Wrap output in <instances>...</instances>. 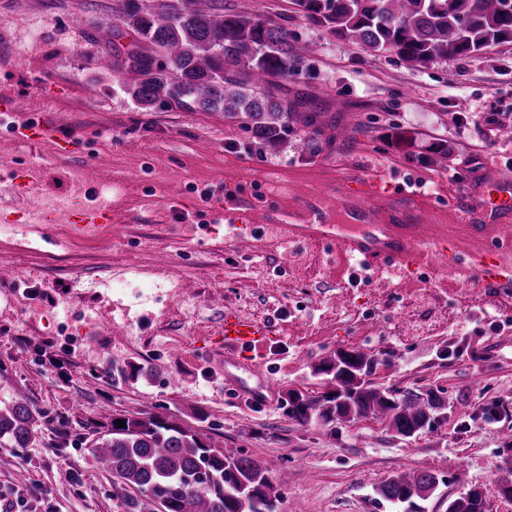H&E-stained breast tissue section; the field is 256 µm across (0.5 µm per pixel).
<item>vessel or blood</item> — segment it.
Masks as SVG:
<instances>
[{
    "mask_svg": "<svg viewBox=\"0 0 512 512\" xmlns=\"http://www.w3.org/2000/svg\"><path fill=\"white\" fill-rule=\"evenodd\" d=\"M486 223L468 227L471 247L460 250L448 238L432 234L431 215L423 211L414 224H269L265 231L291 239L332 247L339 259L374 273L402 274L415 270H445L478 288L512 285V180L498 178L488 188ZM47 224H70L73 236H86L112 227V212L104 205L74 210L68 200H57L46 213ZM267 325L234 312L224 315V363L245 364L243 346L261 340ZM278 384L259 375L257 386L247 388L253 402L267 404L276 398Z\"/></svg>",
    "mask_w": 512,
    "mask_h": 512,
    "instance_id": "b4317fda",
    "label": "vessel or blood"
}]
</instances>
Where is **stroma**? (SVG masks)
Listing matches in <instances>:
<instances>
[{"mask_svg":"<svg viewBox=\"0 0 512 512\" xmlns=\"http://www.w3.org/2000/svg\"><path fill=\"white\" fill-rule=\"evenodd\" d=\"M121 6L0 0V105L26 107L56 131L32 144L0 125V169L34 171L39 188L22 200L0 182V213L14 226L0 235V405L22 391L42 421L32 446L0 448V488L23 470L54 512H122L111 474L81 484L66 475L92 467L91 444L113 415L152 411L266 466L274 512H395L375 488L411 470L440 480L425 512H446L464 485L489 491V512H512L493 494L512 462V287L489 295L447 272L356 286L320 246L263 240L251 223H356L337 197L368 181V221L428 210L465 239V223L483 220L484 188L512 176V140L498 135L512 125V43L414 69L334 37L290 0H224L225 11L270 18L316 51L274 92L315 96L321 123L290 124L271 149L220 112L139 109L88 39ZM78 178L88 193L77 206L111 207L112 230L59 245L49 236L63 225L49 233L20 212H39ZM205 185L215 190L207 203L196 194ZM227 210L240 238L216 220ZM129 267L156 274L155 286L116 291L113 277ZM228 310L270 328L247 351L279 384L266 406L224 385ZM349 348L374 356L379 387L446 400L438 432L403 439L371 417L336 427L288 418L286 391L321 395L316 367ZM132 362L143 370L134 384L123 377ZM490 404L503 415L482 419Z\"/></svg>","mask_w":512,"mask_h":512,"instance_id":"obj_1","label":"stroma"}]
</instances>
